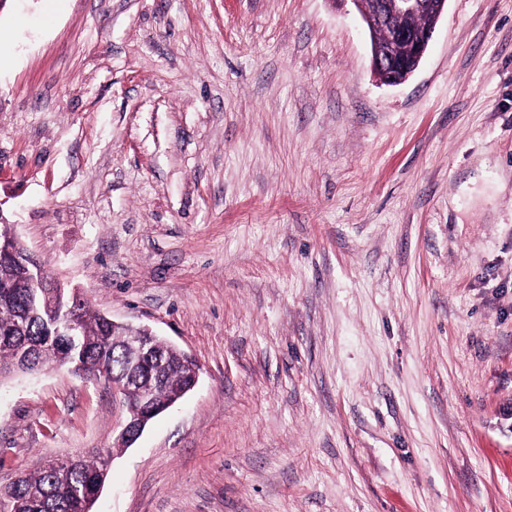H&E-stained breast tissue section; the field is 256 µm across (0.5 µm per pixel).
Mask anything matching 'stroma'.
I'll use <instances>...</instances> for the list:
<instances>
[{
    "label": "stroma",
    "instance_id": "obj_1",
    "mask_svg": "<svg viewBox=\"0 0 512 512\" xmlns=\"http://www.w3.org/2000/svg\"><path fill=\"white\" fill-rule=\"evenodd\" d=\"M0 222L201 367L126 411L0 382V487L113 448L93 512H512V0L380 83L351 0H7ZM188 358L192 362V364H190L191 370L188 376V384L180 392L182 397L176 401L157 406L155 404V398L151 393L146 392L141 388H137L136 390H131L129 388L133 380L130 382H125L121 386V389L126 395V397L123 398V401L127 413V419L121 428L120 434L118 435V438L122 435L126 440V445L123 448L130 447L144 431L148 423L147 417L143 415L144 413L161 414L176 402L181 401L189 392L195 388L198 382L199 368L196 362L190 356H188Z\"/></svg>",
    "mask_w": 512,
    "mask_h": 512
}]
</instances>
